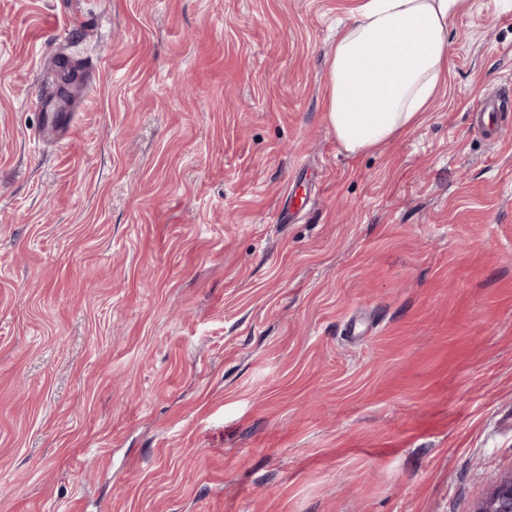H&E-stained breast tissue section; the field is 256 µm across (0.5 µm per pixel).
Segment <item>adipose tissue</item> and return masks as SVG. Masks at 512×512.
<instances>
[{
    "instance_id": "ef3b65f1",
    "label": "adipose tissue",
    "mask_w": 512,
    "mask_h": 512,
    "mask_svg": "<svg viewBox=\"0 0 512 512\" xmlns=\"http://www.w3.org/2000/svg\"><path fill=\"white\" fill-rule=\"evenodd\" d=\"M466 0H363L337 36L327 119L353 155L411 129L438 94Z\"/></svg>"
}]
</instances>
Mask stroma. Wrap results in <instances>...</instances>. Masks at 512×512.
I'll list each match as a JSON object with an SVG mask.
<instances>
[{"label":"stroma","instance_id":"35a3bbf8","mask_svg":"<svg viewBox=\"0 0 512 512\" xmlns=\"http://www.w3.org/2000/svg\"><path fill=\"white\" fill-rule=\"evenodd\" d=\"M358 5L0 0V512H474L512 471V0L353 156Z\"/></svg>","mask_w":512,"mask_h":512}]
</instances>
